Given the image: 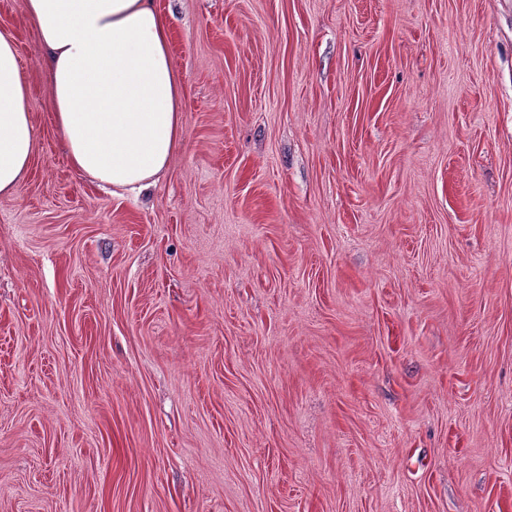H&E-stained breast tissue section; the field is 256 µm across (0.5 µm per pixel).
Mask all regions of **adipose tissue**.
<instances>
[{"label": "adipose tissue", "instance_id": "ef3b65f1", "mask_svg": "<svg viewBox=\"0 0 512 512\" xmlns=\"http://www.w3.org/2000/svg\"><path fill=\"white\" fill-rule=\"evenodd\" d=\"M73 167L98 184L142 191L183 131L170 26L154 0H24ZM29 86L14 38L0 32V196L17 193L35 147Z\"/></svg>", "mask_w": 512, "mask_h": 512}]
</instances>
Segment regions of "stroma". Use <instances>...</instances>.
I'll use <instances>...</instances> for the list:
<instances>
[{
	"label": "stroma",
	"mask_w": 512,
	"mask_h": 512,
	"mask_svg": "<svg viewBox=\"0 0 512 512\" xmlns=\"http://www.w3.org/2000/svg\"><path fill=\"white\" fill-rule=\"evenodd\" d=\"M142 195L0 197V512H512V0H155Z\"/></svg>",
	"instance_id": "35a3bbf8"
}]
</instances>
